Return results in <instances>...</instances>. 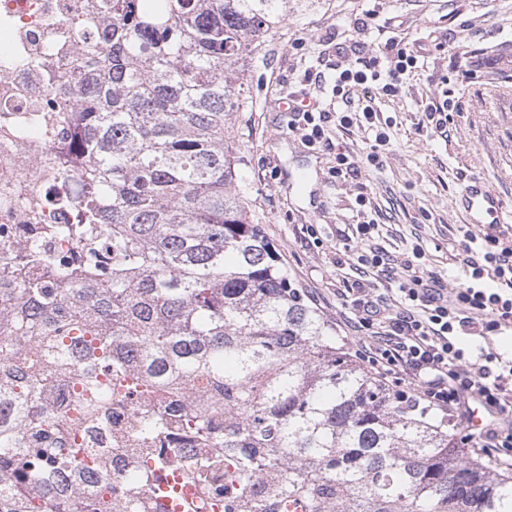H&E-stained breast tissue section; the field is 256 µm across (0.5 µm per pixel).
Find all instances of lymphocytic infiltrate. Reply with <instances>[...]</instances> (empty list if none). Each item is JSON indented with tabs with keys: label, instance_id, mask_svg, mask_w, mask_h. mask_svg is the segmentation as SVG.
I'll list each match as a JSON object with an SVG mask.
<instances>
[{
	"label": "lymphocytic infiltrate",
	"instance_id": "lymphocytic-infiltrate-1",
	"mask_svg": "<svg viewBox=\"0 0 512 512\" xmlns=\"http://www.w3.org/2000/svg\"><path fill=\"white\" fill-rule=\"evenodd\" d=\"M349 52L353 63L336 66L327 73L307 69L305 79L314 89L332 84L338 108L329 113L317 98L292 102L290 126L302 130L310 145L325 146L329 123L354 128L370 135L366 155L369 165H383L389 141L372 100L374 95L397 96L405 76L419 69L425 47L410 48L393 43L386 62L364 56L359 43ZM361 106H354L355 95ZM378 224L358 222L357 233L366 245L359 264L377 269L388 282L386 292L371 294L363 283L350 288L353 318L350 331L359 335V354L384 378L405 388L412 399L427 409L456 420H466L472 406L488 417L469 427L467 440L492 465L512 467V357L488 346L490 337L512 331V242L497 235L468 236L458 286L446 288L440 275L424 273L422 245H413L404 260L392 259L388 251L373 245ZM481 338L469 348L461 336Z\"/></svg>",
	"mask_w": 512,
	"mask_h": 512
}]
</instances>
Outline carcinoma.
<instances>
[{"mask_svg": "<svg viewBox=\"0 0 512 512\" xmlns=\"http://www.w3.org/2000/svg\"><path fill=\"white\" fill-rule=\"evenodd\" d=\"M303 2L89 0L72 22L83 82L46 73L56 118L14 130L64 141L30 214L68 222L0 255V330L60 374L0 345V512H164L156 472L129 461L118 491L112 456L86 447L119 394L157 402L135 431L158 467L173 433L202 449L176 461L223 512H512V472L353 359L237 186L236 65ZM224 461L235 484L214 487Z\"/></svg>", "mask_w": 512, "mask_h": 512, "instance_id": "1", "label": "carcinoma"}]
</instances>
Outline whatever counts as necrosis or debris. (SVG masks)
<instances>
[{
    "instance_id": "4bbe7bcc",
    "label": "necrosis or debris",
    "mask_w": 512,
    "mask_h": 512,
    "mask_svg": "<svg viewBox=\"0 0 512 512\" xmlns=\"http://www.w3.org/2000/svg\"><path fill=\"white\" fill-rule=\"evenodd\" d=\"M86 0H0V248L22 239L28 222L23 197L13 188L39 185V175L57 165L62 145L40 135L21 140L14 126L41 106L50 95L43 75L26 66L29 58L42 56L47 33L68 40L70 20ZM153 403L144 399L116 397L112 400L111 434L93 435L91 447L113 458L134 459L140 445L133 424Z\"/></svg>"
}]
</instances>
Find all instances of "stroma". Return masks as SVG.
Segmentation results:
<instances>
[{
  "label": "stroma",
  "instance_id": "1",
  "mask_svg": "<svg viewBox=\"0 0 512 512\" xmlns=\"http://www.w3.org/2000/svg\"><path fill=\"white\" fill-rule=\"evenodd\" d=\"M354 0H320L289 14L267 37L266 48L244 62L242 78L252 104L233 113V148L244 184L268 238L311 306L354 348L340 321L346 287L360 281L374 291L387 283L371 271L338 264L369 198L379 224L377 244L398 257L421 243L428 270L454 286L461 275L464 236L475 233L458 199L469 180L486 181L512 214V71L493 69L497 46L512 41V0H365L367 23ZM361 41L369 56L386 57L388 41L426 44L432 55L404 79L398 97L376 104L392 117L381 168L366 165L365 134L340 128L330 147L310 146L288 128L282 103L298 95L307 68L339 63L338 43ZM449 92L453 112L446 134L420 125L422 104ZM361 160L359 178L331 176L338 149Z\"/></svg>",
  "mask_w": 512,
  "mask_h": 512
}]
</instances>
